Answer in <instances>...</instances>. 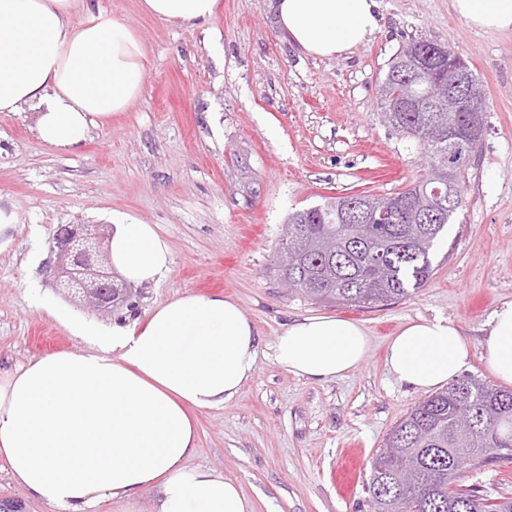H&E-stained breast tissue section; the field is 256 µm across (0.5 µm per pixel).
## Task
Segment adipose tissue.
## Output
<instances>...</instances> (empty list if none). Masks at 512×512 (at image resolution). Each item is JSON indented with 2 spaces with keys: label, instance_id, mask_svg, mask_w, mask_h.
Wrapping results in <instances>:
<instances>
[{
  "label": "adipose tissue",
  "instance_id": "1",
  "mask_svg": "<svg viewBox=\"0 0 512 512\" xmlns=\"http://www.w3.org/2000/svg\"><path fill=\"white\" fill-rule=\"evenodd\" d=\"M217 0H143L160 21L195 27ZM380 0H275L281 30L316 58L350 53L380 26ZM483 31L512 29V0H448ZM146 54L121 20L77 10L76 0H0V112L29 106L44 143L75 148L91 127L127 111L142 92ZM130 284L159 281L171 251L155 225L118 221L108 243ZM88 345L0 375V459L30 496L61 512H94L110 498L158 493L157 512H253L239 485L188 468L197 449L193 410L232 399L257 371V330L238 303L177 295L143 324L99 325L60 314ZM369 348L361 325L324 315L295 321L273 346L289 373L327 382L356 370ZM470 344L443 318L408 321L388 345L395 382L445 387L469 368ZM489 370L512 384V302L493 311Z\"/></svg>",
  "mask_w": 512,
  "mask_h": 512
}]
</instances>
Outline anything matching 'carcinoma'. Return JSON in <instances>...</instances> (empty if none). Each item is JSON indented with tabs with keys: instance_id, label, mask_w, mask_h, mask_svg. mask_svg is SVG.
<instances>
[{
	"instance_id": "1",
	"label": "carcinoma",
	"mask_w": 512,
	"mask_h": 512,
	"mask_svg": "<svg viewBox=\"0 0 512 512\" xmlns=\"http://www.w3.org/2000/svg\"><path fill=\"white\" fill-rule=\"evenodd\" d=\"M436 47L424 39L406 44L388 63L379 85L384 122L419 141L434 161L427 177L395 194L407 200L408 207L390 221L369 225L366 236L358 235L351 223V213L359 210L347 209L351 201L362 199L360 195L326 197L319 205L288 214L279 246L295 263L276 265L288 289L317 302L364 307L407 298L430 279V251L454 214L466 206L467 166L455 172V207L438 211L430 224L415 223V211L434 202L439 187L436 164L443 155L438 147L420 141V133L434 122L445 131L450 123L459 126L468 113L418 108L429 82H448L447 63L401 72L397 62ZM393 103L406 108L386 111ZM464 412L471 420L467 430L457 425ZM511 460L512 391L471 377L458 379L421 401L391 429L371 460L367 493L373 512H512V497H492L464 481L467 472Z\"/></svg>"
}]
</instances>
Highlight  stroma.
<instances>
[{
    "label": "stroma",
    "mask_w": 512,
    "mask_h": 512,
    "mask_svg": "<svg viewBox=\"0 0 512 512\" xmlns=\"http://www.w3.org/2000/svg\"><path fill=\"white\" fill-rule=\"evenodd\" d=\"M121 19L147 52L139 98L77 148L42 143L30 110L0 112V373L86 343L32 304L38 285L56 307L92 321L145 322L176 295L238 302L259 335L255 376L223 407L196 414L191 467L234 480L254 512H370L369 460L428 393L393 381L388 340L407 321H452L472 350L469 376L488 384L484 341L512 302V31H480L448 0H381L380 27L351 53L308 56L276 23L273 0H218L203 25L174 26L141 0H89ZM448 46L479 79L487 132L466 175V205L432 256L431 279L378 307L331 306L289 291L271 270L289 212L328 196H392L429 160L380 116L378 83L403 45ZM277 138H270L269 129ZM155 225L172 262L159 283L134 287L136 305L88 313L48 273L60 224ZM327 315L369 333L361 367L333 381L294 376L272 347L297 319Z\"/></svg>",
    "instance_id": "stroma-1"
}]
</instances>
